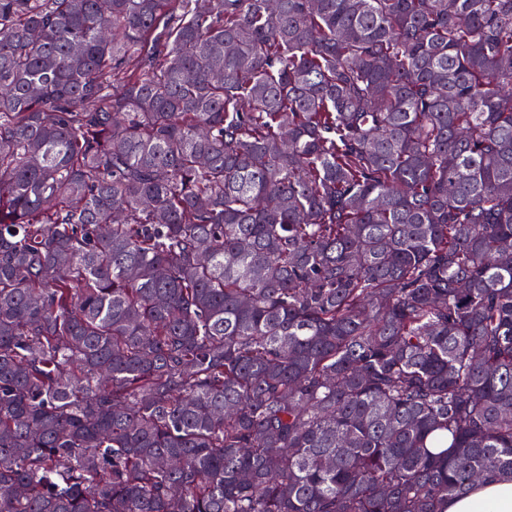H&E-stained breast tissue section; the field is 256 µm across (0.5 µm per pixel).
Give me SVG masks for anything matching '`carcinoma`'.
Wrapping results in <instances>:
<instances>
[{"instance_id":"1","label":"carcinoma","mask_w":512,"mask_h":512,"mask_svg":"<svg viewBox=\"0 0 512 512\" xmlns=\"http://www.w3.org/2000/svg\"><path fill=\"white\" fill-rule=\"evenodd\" d=\"M500 475L512 0H0V512Z\"/></svg>"}]
</instances>
